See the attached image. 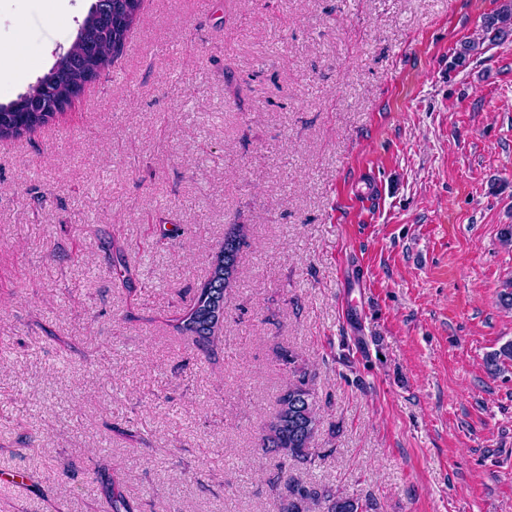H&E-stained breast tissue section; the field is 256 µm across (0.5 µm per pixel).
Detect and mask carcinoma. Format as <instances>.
Segmentation results:
<instances>
[{
	"label": "carcinoma",
	"instance_id": "cac0c4a2",
	"mask_svg": "<svg viewBox=\"0 0 512 512\" xmlns=\"http://www.w3.org/2000/svg\"><path fill=\"white\" fill-rule=\"evenodd\" d=\"M142 0H96L70 49L59 56L50 71L30 89L6 105H0V139H13L49 124L57 118L52 106L77 84L91 68L109 73L122 53L129 33L140 19ZM512 33V0H504L496 13L484 18L480 30L464 42L456 63L481 50L485 41ZM246 225L231 224L215 249L206 278L192 289L189 301L174 308L168 326L177 336L190 337L198 350L208 354L217 348L224 330V308L228 289L238 281L239 254ZM112 283L128 292L134 282L122 246L112 241ZM512 362V341L486 358L487 368L497 370ZM294 379L278 396L277 410L263 430L262 447L281 459L280 473L270 481L277 495L279 512H377L372 501L350 496L338 489L304 482L291 473L298 461L315 464L325 457L314 447L321 418L317 410L314 376L295 369ZM106 496L112 512H134L121 473L112 469L107 477Z\"/></svg>",
	"mask_w": 512,
	"mask_h": 512
}]
</instances>
